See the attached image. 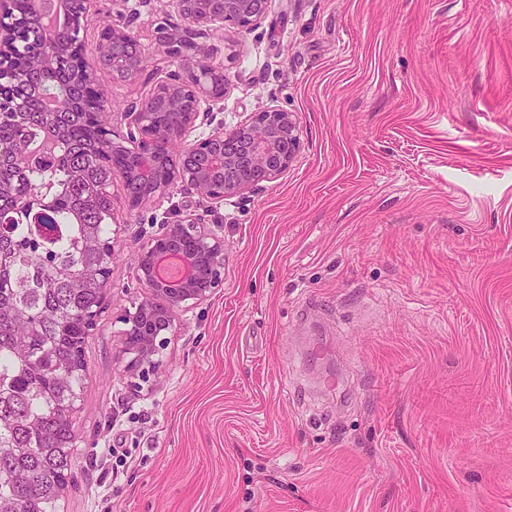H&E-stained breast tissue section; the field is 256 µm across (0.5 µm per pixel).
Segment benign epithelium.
I'll return each instance as SVG.
<instances>
[{"mask_svg": "<svg viewBox=\"0 0 512 512\" xmlns=\"http://www.w3.org/2000/svg\"><path fill=\"white\" fill-rule=\"evenodd\" d=\"M66 18L84 17L87 0H58ZM182 20V27L158 37L159 52L176 55L187 50L192 59L185 75L171 82L162 81L138 103L125 112L132 144L129 152L132 170L128 174H150L170 167L171 160L189 157L194 171L183 177L186 190L221 203L225 198L241 195L264 182H271L284 172L299 149L298 117L293 112L268 109L255 112L247 121L231 129L219 123L208 134L191 137L200 115H208L224 100L213 92L215 79L228 85L224 68L208 62L215 48L196 38L214 25L229 23L248 30L265 16L268 0H172ZM20 25L15 14V0H0V83L11 79L9 62L12 48L19 42ZM68 26L48 28L44 38L70 43L69 56L78 58L82 41L69 39ZM105 36L100 52L112 46V53L125 50L135 37L112 26L102 29ZM184 91L195 94L204 110L173 113V124L155 126L150 117L157 100L176 104ZM176 257L183 261L184 276L170 281L158 275L161 259ZM224 265V229H210L205 224L179 222L166 224L162 233L143 247L134 267L136 279L145 293L135 312L123 318V351L131 355L128 369L144 378L155 370V356L165 344V332L172 324L175 310L188 301L204 300L218 283Z\"/></svg>", "mask_w": 512, "mask_h": 512, "instance_id": "obj_1", "label": "benign epithelium"}]
</instances>
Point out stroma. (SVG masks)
<instances>
[{"label":"stroma","instance_id":"35a3bbf8","mask_svg":"<svg viewBox=\"0 0 512 512\" xmlns=\"http://www.w3.org/2000/svg\"><path fill=\"white\" fill-rule=\"evenodd\" d=\"M179 22L171 0H89L84 60L121 106L114 131L184 75L157 52ZM107 24L136 37L144 76L102 68ZM208 40L225 128L284 109L300 147L219 204L178 185L133 209L113 174L59 512H512V0H271ZM185 216L223 225L224 269L143 379L121 341L136 257ZM311 327L331 358L308 356ZM335 369L341 400L317 384Z\"/></svg>","mask_w":512,"mask_h":512}]
</instances>
